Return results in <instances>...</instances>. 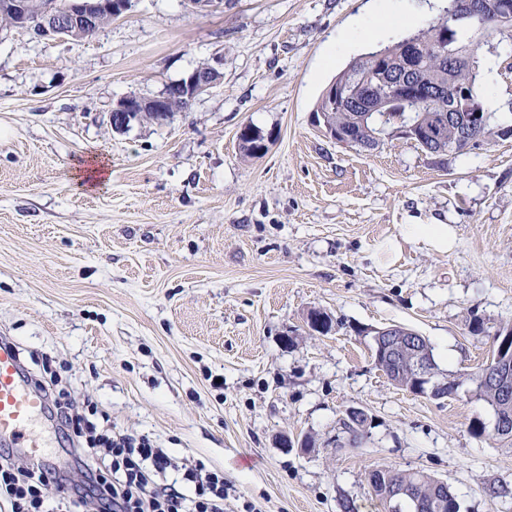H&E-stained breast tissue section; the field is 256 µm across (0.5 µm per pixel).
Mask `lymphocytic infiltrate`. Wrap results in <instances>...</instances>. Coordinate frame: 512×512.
<instances>
[{"label": "lymphocytic infiltrate", "mask_w": 512, "mask_h": 512, "mask_svg": "<svg viewBox=\"0 0 512 512\" xmlns=\"http://www.w3.org/2000/svg\"><path fill=\"white\" fill-rule=\"evenodd\" d=\"M51 416L83 467L85 483L71 487L68 500L46 503L42 489L49 480L64 481L61 467H21L0 453V498L11 512H75L86 502L95 512H224L223 472L197 462L186 467L182 484H161L156 476L172 462L149 439L97 428L67 406H55Z\"/></svg>", "instance_id": "1"}]
</instances>
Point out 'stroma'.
<instances>
[{
  "mask_svg": "<svg viewBox=\"0 0 512 512\" xmlns=\"http://www.w3.org/2000/svg\"><path fill=\"white\" fill-rule=\"evenodd\" d=\"M380 2L132 0L83 39L0 28V336L75 411L97 403L164 448L167 480L197 460L222 471L224 512H384L376 466L446 481L461 512H512L488 492L512 486V449L468 430L491 407L399 389L372 357L370 331L398 324L442 372L471 373L512 322V138L438 159L406 139L361 152L311 120L348 63L448 6L391 0L406 26L337 49ZM494 42L478 93L512 111V36ZM216 57L221 82L187 110L112 129L121 98ZM247 125L273 134L264 155H242ZM100 164L104 184L78 183ZM410 224L450 225L453 249ZM314 309L328 335H309ZM352 407L369 435L340 448Z\"/></svg>",
  "mask_w": 512,
  "mask_h": 512,
  "instance_id": "obj_1",
  "label": "stroma"
}]
</instances>
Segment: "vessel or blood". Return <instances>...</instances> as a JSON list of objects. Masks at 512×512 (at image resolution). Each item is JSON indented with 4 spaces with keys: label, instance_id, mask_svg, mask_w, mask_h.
I'll list each match as a JSON object with an SVG mask.
<instances>
[{
    "label": "vessel or blood",
    "instance_id": "obj_1",
    "mask_svg": "<svg viewBox=\"0 0 512 512\" xmlns=\"http://www.w3.org/2000/svg\"><path fill=\"white\" fill-rule=\"evenodd\" d=\"M47 412L44 392L23 377L15 355L0 347V446L35 456L43 446L36 421Z\"/></svg>",
    "mask_w": 512,
    "mask_h": 512
}]
</instances>
